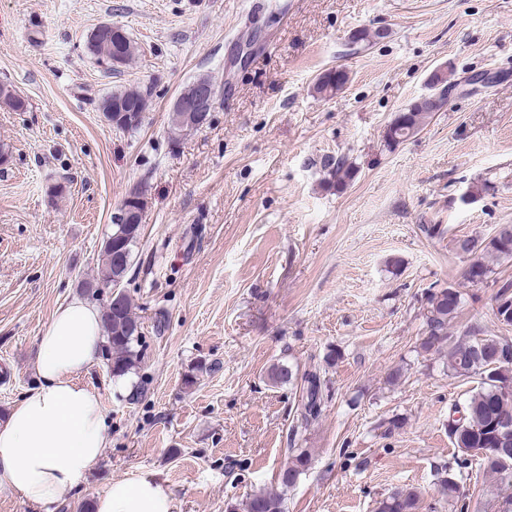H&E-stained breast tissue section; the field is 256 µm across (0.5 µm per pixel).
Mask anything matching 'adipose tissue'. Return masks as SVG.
I'll return each instance as SVG.
<instances>
[{"instance_id":"obj_1","label":"adipose tissue","mask_w":512,"mask_h":512,"mask_svg":"<svg viewBox=\"0 0 512 512\" xmlns=\"http://www.w3.org/2000/svg\"><path fill=\"white\" fill-rule=\"evenodd\" d=\"M105 338L100 309L75 298L59 306L37 338L39 385L0 421V483L24 502L56 503L78 487L106 448L99 397L80 378ZM95 512H173L169 489L153 473L109 482Z\"/></svg>"}]
</instances>
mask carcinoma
I'll return each instance as SVG.
<instances>
[{
	"mask_svg": "<svg viewBox=\"0 0 512 512\" xmlns=\"http://www.w3.org/2000/svg\"><path fill=\"white\" fill-rule=\"evenodd\" d=\"M88 49L98 61L111 71L118 70L112 63L114 56L112 37L92 32ZM349 81L348 72L342 68L323 72L315 83V91L322 95H333L342 90ZM430 85L437 90L434 96L421 102H414L398 112L386 128L384 139L387 146L398 145L417 135L444 104L448 89L447 76L441 69L430 75ZM112 101L127 112L140 116L150 105V90L139 86L126 87L114 91L101 103ZM0 106L13 112H25L27 101L13 88L0 89ZM355 175L353 165L348 159L340 157L328 164V183L332 187L346 186ZM122 233L118 240L123 247L134 253L141 236V225H112V234ZM457 248L465 253L477 251L481 256L471 260L465 271L467 281L479 285L489 279L493 273L490 261L512 259V225H503L494 236L477 243L471 239L457 242ZM103 263L93 276L96 283L110 284L115 277H127L128 273H119L113 251H103ZM462 295L453 286L433 289L427 295V315L420 349L425 352L440 351L448 348L446 368L456 377L473 378L478 385L463 402L454 404L448 412V437L457 448L454 465L448 466V476L441 480L439 492L448 502V506L465 512L468 508L459 488L457 474L468 468L469 459L476 457L480 466L499 481L492 491L497 500H506L510 508L497 512H512V493H502V487H512V441L495 448L493 441L498 439L501 420L512 421V361L495 365V355L506 349H512V339L506 336L487 335L478 326L467 328L462 335L455 336L451 327L461 307ZM495 317L503 327L512 326V281L503 280L495 295ZM103 327L106 336L105 355L108 357L112 376L125 375L133 369L141 357V326L133 313L132 300L124 295L118 306L104 309ZM268 379L275 385L293 384L302 380V396L296 408V424L292 425L290 442L300 439L302 430L319 419L322 414L325 379L319 372L309 371L297 377L291 367L276 365L270 369ZM310 465V458L301 450L292 456L279 474L280 489L258 492L249 498L247 512H285L282 490L292 487L299 475ZM420 492L413 488H400L378 502L376 512H416Z\"/></svg>",
	"mask_w": 512,
	"mask_h": 512,
	"instance_id": "obj_1",
	"label": "carcinoma"
}]
</instances>
